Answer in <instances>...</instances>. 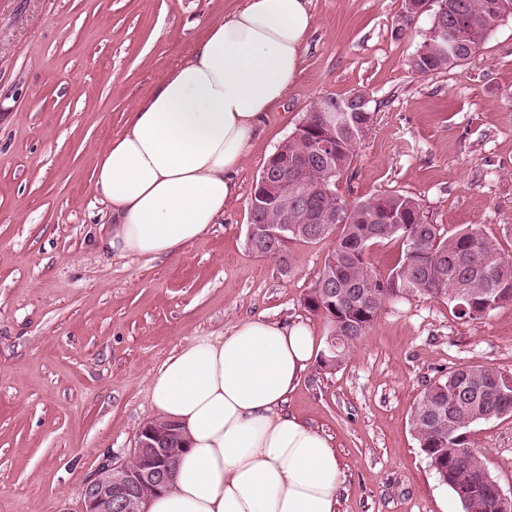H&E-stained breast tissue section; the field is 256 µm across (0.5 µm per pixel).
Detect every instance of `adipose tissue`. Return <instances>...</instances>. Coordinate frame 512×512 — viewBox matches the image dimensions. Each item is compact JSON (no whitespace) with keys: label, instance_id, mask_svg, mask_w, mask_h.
Masks as SVG:
<instances>
[{"label":"adipose tissue","instance_id":"obj_1","mask_svg":"<svg viewBox=\"0 0 512 512\" xmlns=\"http://www.w3.org/2000/svg\"><path fill=\"white\" fill-rule=\"evenodd\" d=\"M313 22L307 0H243L135 104L93 170L108 221L100 252L175 256L222 220L263 114L301 70ZM314 348L304 324L245 319L170 356L149 398L159 419L182 424L188 448L146 512H337L335 450L284 410Z\"/></svg>","mask_w":512,"mask_h":512}]
</instances>
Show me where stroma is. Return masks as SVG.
Returning <instances> with one entry per match:
<instances>
[{
	"mask_svg": "<svg viewBox=\"0 0 512 512\" xmlns=\"http://www.w3.org/2000/svg\"><path fill=\"white\" fill-rule=\"evenodd\" d=\"M241 0H0V512H82L108 456L154 419L149 382L191 338L264 317L329 326L304 299L330 241L253 253L249 199L269 158L327 94L366 95L373 122L336 193L398 192L444 235L473 225L512 262V19L467 64L410 60L432 11L405 0H311L301 71L265 113L224 218L182 254H104L92 172L128 112ZM512 376V303L468 322L447 301L386 303L333 370L310 361L285 410L326 436L337 512H463L411 424L425 385L461 365ZM472 439L512 496V417Z\"/></svg>",
	"mask_w": 512,
	"mask_h": 512,
	"instance_id": "35a3bbf8",
	"label": "stroma"
}]
</instances>
